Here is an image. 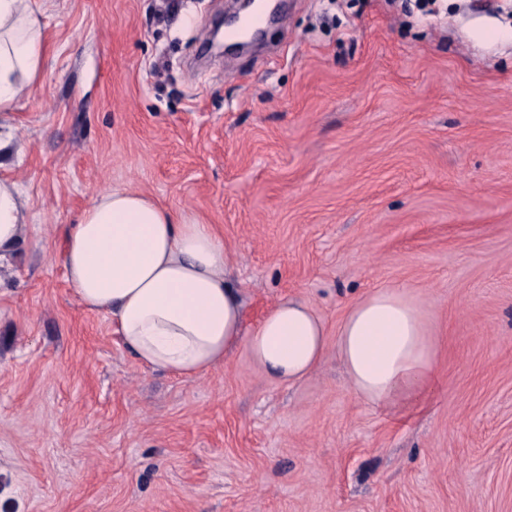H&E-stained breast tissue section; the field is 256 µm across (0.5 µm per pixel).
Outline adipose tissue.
<instances>
[{
    "label": "adipose tissue",
    "mask_w": 512,
    "mask_h": 512,
    "mask_svg": "<svg viewBox=\"0 0 512 512\" xmlns=\"http://www.w3.org/2000/svg\"><path fill=\"white\" fill-rule=\"evenodd\" d=\"M42 13L30 0H0V112L43 72ZM30 212L19 185L0 179V259L17 250ZM64 266L79 303L109 316L145 368L203 376L246 344L272 379L309 376L327 350L326 326L295 298L281 299L252 330L229 278L231 247L214 225L178 215L150 196L98 192L63 228ZM437 343L422 306L395 287L356 301L336 329V354L354 393L393 414L420 407L436 383Z\"/></svg>",
    "instance_id": "obj_1"
}]
</instances>
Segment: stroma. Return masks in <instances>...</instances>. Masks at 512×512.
I'll return each mask as SVG.
<instances>
[{
    "instance_id": "stroma-1",
    "label": "stroma",
    "mask_w": 512,
    "mask_h": 512,
    "mask_svg": "<svg viewBox=\"0 0 512 512\" xmlns=\"http://www.w3.org/2000/svg\"><path fill=\"white\" fill-rule=\"evenodd\" d=\"M36 4L43 73L0 116L32 214L0 261V512H512V0H286L229 56L207 36L236 0ZM112 187L216 225L246 328L300 299L322 365L144 369L63 266ZM383 286L439 340L399 417L336 356Z\"/></svg>"
}]
</instances>
